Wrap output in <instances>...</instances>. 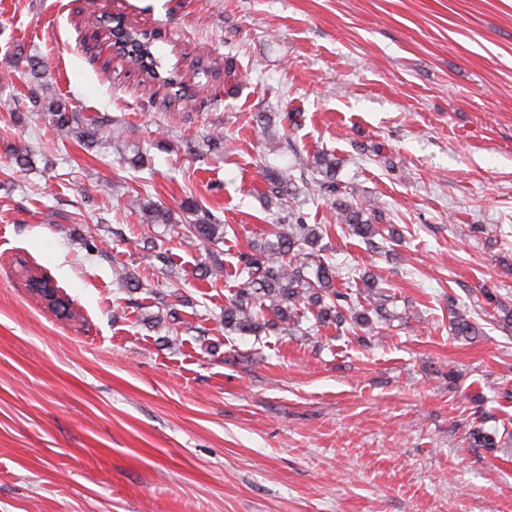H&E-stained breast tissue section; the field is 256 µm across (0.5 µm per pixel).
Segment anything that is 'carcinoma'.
<instances>
[{"mask_svg": "<svg viewBox=\"0 0 512 512\" xmlns=\"http://www.w3.org/2000/svg\"><path fill=\"white\" fill-rule=\"evenodd\" d=\"M33 78L28 100L31 106L49 117L53 129L75 137L84 144L95 142L97 131L103 122L87 118L70 107L65 101L46 99L39 93V70L31 68ZM151 80H160L171 89L169 97L176 102L187 97L185 81L176 72L156 77L145 71ZM323 178L310 184V191L336 196L337 223L345 225L350 234L366 244L375 238L386 240L394 236V230L381 224L382 216L366 215L358 204L340 192L336 183L339 162L331 154L313 157ZM265 179L275 198L286 200L294 194L291 182L282 171L268 169ZM142 221L146 224H170L175 233L185 241L201 244L224 241L226 226L213 214L198 215L187 224H172L171 212L146 199L139 202ZM328 233L325 224H308L300 215L282 216L269 225L265 237L251 245L252 252L241 256L240 274L246 276L243 286L224 302V333L228 336L295 335L302 319L310 316L322 326H341L345 323L358 327L363 335L358 340L368 344L371 337L380 333V324L389 321L386 303L388 295L377 287L376 274L366 271L361 276L362 286L352 294L336 288V268L325 262L320 252V242ZM449 325L452 335L465 337L477 335V327L471 322L453 296H448ZM512 436L507 426L472 429L470 444L493 451L498 448V438Z\"/></svg>", "mask_w": 512, "mask_h": 512, "instance_id": "1", "label": "carcinoma"}]
</instances>
